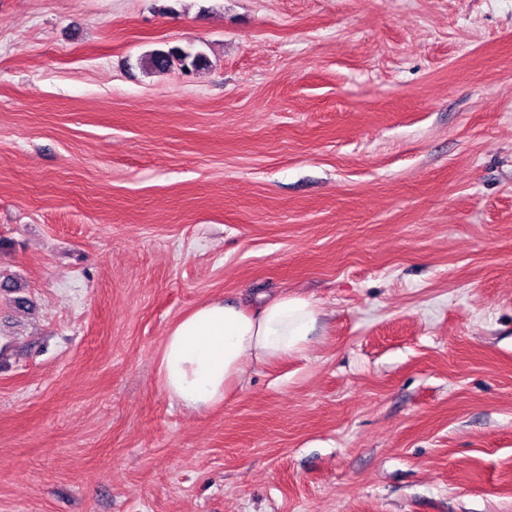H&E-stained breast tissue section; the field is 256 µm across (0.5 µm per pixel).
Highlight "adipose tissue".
<instances>
[{"label": "adipose tissue", "instance_id": "adipose-tissue-1", "mask_svg": "<svg viewBox=\"0 0 512 512\" xmlns=\"http://www.w3.org/2000/svg\"><path fill=\"white\" fill-rule=\"evenodd\" d=\"M320 315L316 303L289 295L265 302L255 315L221 301L199 305L164 338L161 382L185 408H212L253 367L306 352Z\"/></svg>", "mask_w": 512, "mask_h": 512}]
</instances>
